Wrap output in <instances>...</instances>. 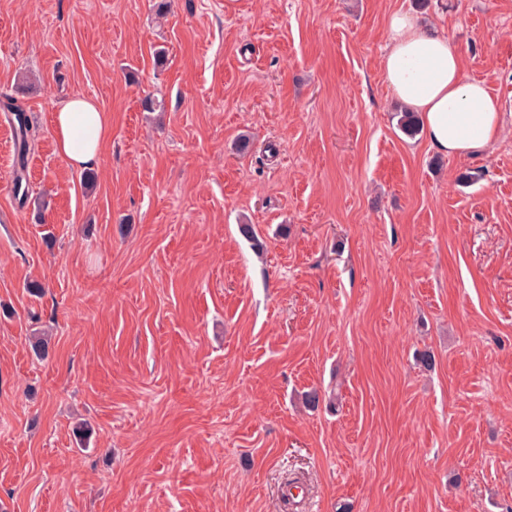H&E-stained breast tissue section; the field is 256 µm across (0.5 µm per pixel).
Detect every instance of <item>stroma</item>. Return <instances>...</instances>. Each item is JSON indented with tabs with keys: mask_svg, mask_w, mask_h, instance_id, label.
I'll use <instances>...</instances> for the list:
<instances>
[{
	"mask_svg": "<svg viewBox=\"0 0 512 512\" xmlns=\"http://www.w3.org/2000/svg\"><path fill=\"white\" fill-rule=\"evenodd\" d=\"M157 3L0 0L33 134L21 205L0 111V512H504L512 0ZM397 9L499 99L482 156L398 129ZM74 95L112 114L90 183L52 133Z\"/></svg>",
	"mask_w": 512,
	"mask_h": 512,
	"instance_id": "35a3bbf8",
	"label": "stroma"
}]
</instances>
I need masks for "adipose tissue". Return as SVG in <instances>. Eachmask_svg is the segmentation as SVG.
Segmentation results:
<instances>
[{
  "label": "adipose tissue",
  "instance_id": "obj_1",
  "mask_svg": "<svg viewBox=\"0 0 512 512\" xmlns=\"http://www.w3.org/2000/svg\"><path fill=\"white\" fill-rule=\"evenodd\" d=\"M386 37L382 75L393 97L418 114L430 148L448 156L483 154L502 132V114L484 82L464 75L457 45L406 10L389 15ZM110 124L96 99L70 98L52 118L59 155L73 169H96Z\"/></svg>",
  "mask_w": 512,
  "mask_h": 512
}]
</instances>
